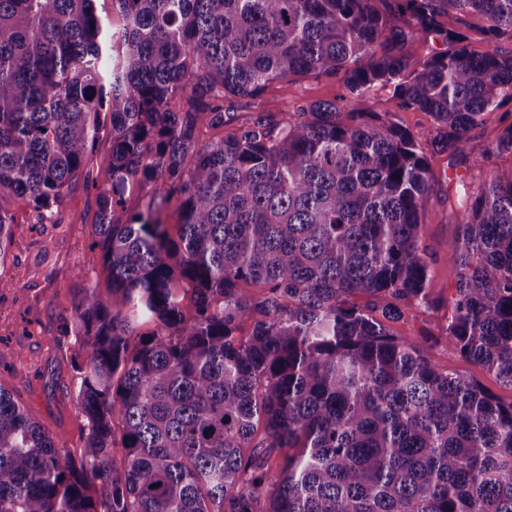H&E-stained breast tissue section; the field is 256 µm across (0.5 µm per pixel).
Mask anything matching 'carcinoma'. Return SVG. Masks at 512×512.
<instances>
[{"label":"carcinoma","instance_id":"obj_1","mask_svg":"<svg viewBox=\"0 0 512 512\" xmlns=\"http://www.w3.org/2000/svg\"><path fill=\"white\" fill-rule=\"evenodd\" d=\"M96 2L0 0V267L15 202L53 224L81 179L106 283L72 307L80 459L0 382V512H512V405L385 324L430 304L423 144L512 154V121L465 151L512 102V0ZM291 76L344 93L232 124ZM461 208L448 345L512 387V168ZM369 105H374L381 112H391L396 115L397 121L413 132H427L432 129L433 119L429 114L416 110L400 108L399 100L392 97L388 89H379L371 94ZM512 110V103L506 104L503 108L485 116L486 124L480 126L468 134L466 148L472 154L481 153L496 137L498 133V119L502 112Z\"/></svg>","mask_w":512,"mask_h":512}]
</instances>
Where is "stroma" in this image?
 Listing matches in <instances>:
<instances>
[{
  "instance_id": "obj_1",
  "label": "stroma",
  "mask_w": 512,
  "mask_h": 512,
  "mask_svg": "<svg viewBox=\"0 0 512 512\" xmlns=\"http://www.w3.org/2000/svg\"><path fill=\"white\" fill-rule=\"evenodd\" d=\"M343 92L335 80L286 78L270 83L258 110L273 121L303 103L334 99ZM434 175L425 238L431 254V308L409 307L405 319L390 323L392 333L420 343L439 370H451L477 383L502 405L512 404V387L483 366L454 352L446 339L457 269L450 257L458 244L460 190H479L489 179L484 168H454L447 154L428 152ZM95 197L76 183L56 223L38 224L29 208L14 209L15 236L0 273V381L15 399L72 455L85 445L86 420L76 406L75 362L82 341L63 333L73 296L102 276L91 248Z\"/></svg>"
}]
</instances>
